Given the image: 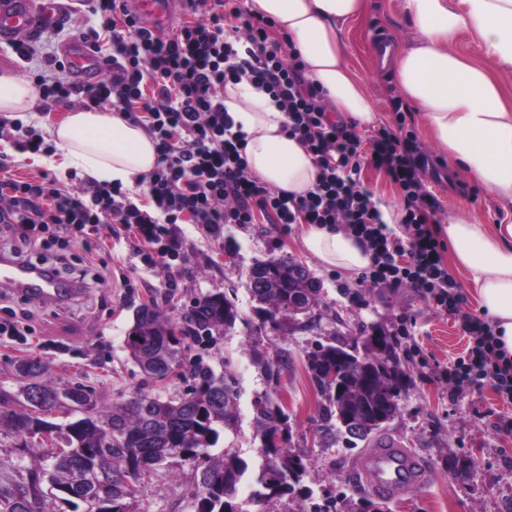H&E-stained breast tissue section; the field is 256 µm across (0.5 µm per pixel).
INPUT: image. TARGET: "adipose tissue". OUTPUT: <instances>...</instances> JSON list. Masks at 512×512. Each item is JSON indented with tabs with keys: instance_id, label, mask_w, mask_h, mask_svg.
I'll return each instance as SVG.
<instances>
[{
	"instance_id": "obj_1",
	"label": "adipose tissue",
	"mask_w": 512,
	"mask_h": 512,
	"mask_svg": "<svg viewBox=\"0 0 512 512\" xmlns=\"http://www.w3.org/2000/svg\"><path fill=\"white\" fill-rule=\"evenodd\" d=\"M273 19L305 64L329 109L359 127L377 114L365 83L344 61L341 27L360 19L367 0H248ZM420 35L394 52L390 64L403 98L423 114L426 129L453 172L512 205V104H507L495 66H512V0H401ZM475 34L484 57L473 61L453 50L461 32ZM224 105L245 136L243 155L251 172L275 188L302 194L317 179L307 150L288 134V118L271 95L247 81L228 84ZM51 136L61 151V170L89 180L139 191L156 165V145L122 112H72ZM442 232L452 268L478 296L477 312L491 320L512 353V221L484 224L476 216L449 218ZM304 249L326 270L359 276L371 264L354 235L329 224L302 233Z\"/></svg>"
}]
</instances>
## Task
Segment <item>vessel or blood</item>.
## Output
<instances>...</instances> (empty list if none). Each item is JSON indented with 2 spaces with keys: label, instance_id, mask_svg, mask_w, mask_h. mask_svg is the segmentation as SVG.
<instances>
[{
  "label": "vessel or blood",
  "instance_id": "b4317fda",
  "mask_svg": "<svg viewBox=\"0 0 512 512\" xmlns=\"http://www.w3.org/2000/svg\"><path fill=\"white\" fill-rule=\"evenodd\" d=\"M182 0H137V8L155 22L168 23ZM67 0H0V40L16 42L36 31L40 23L53 22L64 15ZM60 56L74 81L91 85L103 72L98 56L82 39L62 46ZM0 284L37 301L54 304L76 299L77 282L58 283L50 272L23 265L12 259L0 260ZM365 486L393 499L405 490L424 484L427 473L419 459L405 448H375L358 465Z\"/></svg>",
  "mask_w": 512,
  "mask_h": 512
}]
</instances>
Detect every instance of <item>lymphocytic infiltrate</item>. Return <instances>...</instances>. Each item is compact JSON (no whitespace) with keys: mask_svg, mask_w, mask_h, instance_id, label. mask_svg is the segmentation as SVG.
<instances>
[{"mask_svg":"<svg viewBox=\"0 0 512 512\" xmlns=\"http://www.w3.org/2000/svg\"><path fill=\"white\" fill-rule=\"evenodd\" d=\"M191 18L174 34L146 26L125 0H87L99 20L84 34L101 53L104 77L83 86L70 80L58 60L32 75L43 111L118 108L145 127L157 146V162L146 186L152 210L141 209L121 186L90 189L60 186L42 178L11 179L0 163V224L32 230L54 225L59 239L85 227L136 225L159 240V227L184 220L215 235L228 224H338L366 244L371 285L404 284L448 314H458L462 297L448 274L434 219L440 204L425 185L422 146L416 136L388 127L362 137L356 124L331 120L304 76L298 54L283 55L269 39L265 16L230 0H187ZM110 54H102V45ZM250 80L263 88L288 117V132L312 154L318 168L313 188L302 195L270 187L249 170L243 137L224 106L228 83ZM384 171L399 186L404 208L391 225L364 187L363 167ZM466 357L440 373L455 389L491 386L512 404V356L500 345L492 323L467 316Z\"/></svg>","mask_w":512,"mask_h":512,"instance_id":"f902f5d3","label":"lymphocytic infiltrate"}]
</instances>
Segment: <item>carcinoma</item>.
<instances>
[{
	"label": "carcinoma",
	"mask_w": 512,
	"mask_h": 512,
	"mask_svg": "<svg viewBox=\"0 0 512 512\" xmlns=\"http://www.w3.org/2000/svg\"><path fill=\"white\" fill-rule=\"evenodd\" d=\"M249 282L264 321L276 326L297 325L302 318L312 321L321 285L301 262L291 258L258 262L249 270ZM238 317L236 306L222 293L195 300L182 313L179 328L158 307L144 305L136 311L126 349L143 372L161 381L182 366L186 339L211 338L213 333L233 327ZM253 356L270 384L277 383L288 370V357L281 352L271 355L256 348ZM340 357L349 358L353 370L338 394L325 387V377ZM307 367L324 399L326 418L336 420L338 430H343L341 422L346 420L349 434L366 440L397 416L406 375L397 346L385 333H371L360 345H322L308 356ZM16 372L22 378L14 400L17 408L0 410V442L14 440L26 448L37 430L46 426L66 439L68 447L81 450L82 465L77 474L72 457L37 449L42 475L0 487V512H46L44 496L48 492L82 512H131L149 463L153 472L179 463L192 467L195 512H243L237 492L248 475V463L231 448L211 452L220 433L237 424L238 391L227 372L198 361L188 369L192 385L185 395L169 398L137 393L108 407H95L88 416L82 412L83 388L63 389L45 382L40 361L23 360ZM62 398L74 405L66 422L41 418ZM254 421L262 462L253 480V499L271 501L288 495L311 499L312 492L301 487L309 462L287 447L288 413L281 400L267 394L259 398ZM101 484L112 485L110 505H93L82 492Z\"/></svg>",
	"instance_id": "cac0c4a2"
}]
</instances>
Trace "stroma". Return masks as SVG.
I'll use <instances>...</instances> for the list:
<instances>
[{
	"label": "stroma",
	"instance_id": "stroma-1",
	"mask_svg": "<svg viewBox=\"0 0 512 512\" xmlns=\"http://www.w3.org/2000/svg\"><path fill=\"white\" fill-rule=\"evenodd\" d=\"M97 26L95 17L79 10L57 27L40 28L32 41L44 55L53 56L62 42L72 38L74 29L89 31ZM378 30L389 41L406 45L417 36L400 0H368L364 16L344 29L345 58L370 91L378 127L404 125L421 143L435 173L429 188L440 203L439 221L472 213L486 224L511 218V207L466 175L449 176L447 157L426 133L414 107L407 104L402 113L393 112L390 99L399 93L396 80L391 70L380 69L371 52ZM1 158L17 180L36 181L46 173L65 187L87 182L74 170L59 173L48 158L20 153L7 130L0 132ZM165 235L178 241L179 254L170 259L168 272L160 275L142 258L145 252L157 251V244L147 242L133 226L117 224L111 237L92 232L64 247L49 235L25 239L11 225L0 224V251L17 250L22 260L32 262L65 255L69 278L83 289L75 302L44 305L0 286V322L10 320L25 329L21 339L0 342V395L17 392L16 366L29 358L43 363L46 382L82 384L102 406L138 392L183 395L189 381L153 383L130 358L125 337L141 305L157 303L176 321L196 298L220 292L238 308L235 326L224 330L216 343L193 342L184 353L185 360L201 358L227 369L237 382L238 426L221 433L218 448L236 449L250 465H257L253 405L258 397L274 392L288 414L290 447L311 462L303 484L313 490L317 502L325 504L326 512H351L352 504L363 499L374 502L381 512H512V432L503 427L504 420L512 418V406L503 405L490 386L454 392L435 378L438 369L465 354L467 337L460 320L438 311L413 288H372L360 279L321 269L302 247L298 224H272L261 218L254 224L225 225L217 236L201 224H169ZM272 257L300 260L320 281L313 323L281 328L262 322L256 313L248 271ZM373 326L396 340L408 384L399 397V416L378 440L352 447L343 436L327 434L325 402L306 370V355L335 340L352 342ZM256 348L287 353L290 368L277 385H269L254 364ZM380 440L394 441L418 456L427 469L428 483L395 500L364 488L357 464ZM193 489L187 465L175 477L145 478L131 510L193 512Z\"/></svg>",
	"mask_w": 512,
	"mask_h": 512
}]
</instances>
